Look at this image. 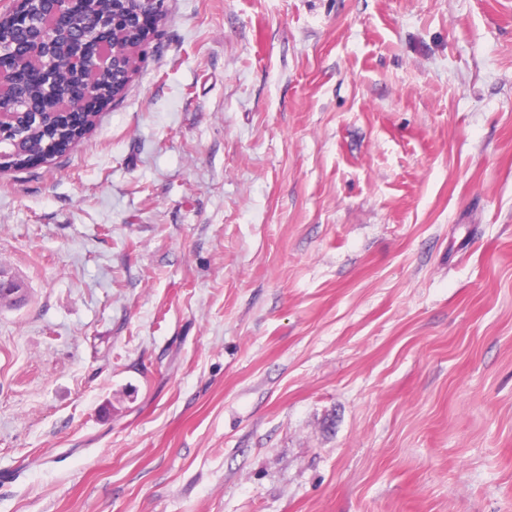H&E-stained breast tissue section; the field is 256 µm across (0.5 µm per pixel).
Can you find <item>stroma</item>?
Returning <instances> with one entry per match:
<instances>
[{"label":"stroma","instance_id":"obj_1","mask_svg":"<svg viewBox=\"0 0 512 512\" xmlns=\"http://www.w3.org/2000/svg\"><path fill=\"white\" fill-rule=\"evenodd\" d=\"M0 173V512H512V0H166ZM117 33H119L118 35L120 36H117L115 42L113 41V43L110 44L113 52L116 47L118 50H121L125 45L140 43L144 38V35L140 31L125 27L122 22L118 23ZM146 43L147 42H145L138 50L133 48L130 52H124L121 55H116L112 53V51L105 52V55L108 57L107 63L96 60L88 66L87 72L83 77V82L85 84L86 105H88L89 108L103 100L98 97L97 85L104 78L109 79L112 75V81H114V78L117 77V80H120L118 84H122V90H125L136 66V62L132 63V61L140 59ZM126 56L131 57V62L128 67L122 65V60ZM117 60L119 62L118 65L115 64L117 63ZM110 61H112V68H110ZM57 132L58 131L56 127L53 128V130H42L40 126L32 123H27L26 125L22 126V128L19 130V133L21 135H24L23 141L25 144H27L28 153H36L38 151H42L47 135L50 134L53 136ZM71 146H73V143L64 146L61 143V138L59 137L51 138L49 139V142L46 144L41 154L32 156L29 160H27L29 158V155L26 156L25 166L35 161L46 162L48 159H51L52 157L62 155Z\"/></svg>","mask_w":512,"mask_h":512}]
</instances>
